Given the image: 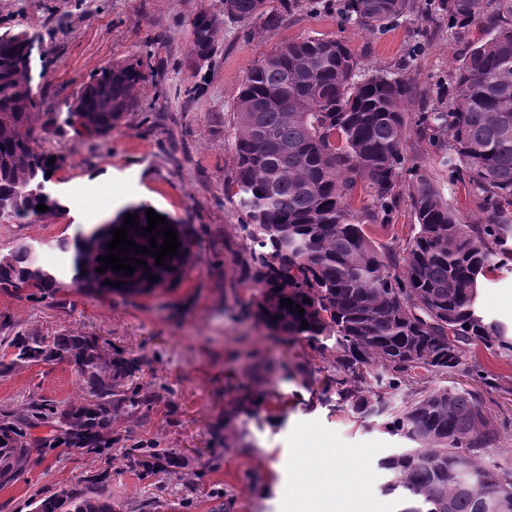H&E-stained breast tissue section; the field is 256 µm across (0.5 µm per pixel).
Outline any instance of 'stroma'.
I'll use <instances>...</instances> for the list:
<instances>
[{"mask_svg": "<svg viewBox=\"0 0 512 512\" xmlns=\"http://www.w3.org/2000/svg\"><path fill=\"white\" fill-rule=\"evenodd\" d=\"M371 34L340 24L336 0L297 8L281 25L262 29L225 18L220 0H0V33L24 31L37 46L28 84L37 101L30 133L37 148L65 157L47 183L58 209L39 217L0 219V256L32 247L38 264L64 267L57 242L88 234L99 185L110 182L111 213L145 204L186 225L193 261L181 280L145 295L94 293L74 286L55 294L35 288L0 291V322L12 331L51 335L77 331L106 351L141 359V381L156 394L135 414L115 416L110 455L55 450L31 454L16 480L0 487V512H31V500L106 476L113 512H397L384 494L382 457L405 442L383 419L365 421L318 401L319 385L301 374L329 369L303 342L270 335L243 313L249 298L235 254L245 244L238 212L224 198L233 167V109L246 72L278 45L304 37L346 43L371 69L405 72L417 101L465 51L447 27L422 34L419 10ZM218 19V49L196 67L192 19ZM141 60L147 81L135 107L104 137L76 134L67 123L83 85L117 62ZM476 307L512 337V266L486 273ZM81 394L73 364L53 361L0 377V411L35 400H74ZM255 401L238 408L242 397ZM485 406L500 433L490 460L512 468V393L489 392ZM166 448L179 468L155 475L131 467L127 446ZM306 452L321 467L348 455L349 490L329 495L320 475L296 483Z\"/></svg>", "mask_w": 512, "mask_h": 512, "instance_id": "obj_1", "label": "stroma"}]
</instances>
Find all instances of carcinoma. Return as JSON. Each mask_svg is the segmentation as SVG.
<instances>
[{
	"label": "carcinoma",
	"instance_id": "obj_1",
	"mask_svg": "<svg viewBox=\"0 0 512 512\" xmlns=\"http://www.w3.org/2000/svg\"><path fill=\"white\" fill-rule=\"evenodd\" d=\"M296 0H222L224 16L262 28L276 26ZM343 24L380 32L410 12L413 0H339ZM424 28L448 23L465 39L480 37L436 88L432 103L410 116L414 84L403 72H363L340 40L305 37L263 55L243 77L234 106L233 170L224 198L243 218L249 244L237 258L244 280L258 290L246 303L268 329L308 343L333 357L321 399L354 417L388 418L386 429L409 447L383 457L391 475L384 492L407 507L398 512H512V468L486 462L499 433L476 391L437 387L402 410L393 400L402 387L433 376L474 373L467 355L482 345L512 356L503 328L476 310L478 280L512 259V0H426ZM193 49L217 43L215 14L192 20ZM24 32L0 33L1 216L37 213L24 186L54 170L52 153L36 151L28 134L36 108L24 69ZM140 61L104 69L81 89L72 111L96 119L106 136L135 103L133 88L146 80ZM440 154L448 184L462 186L479 210L469 224L448 204L441 184L418 167L404 168L410 132ZM367 199L354 205L357 186ZM407 206L415 233L402 252L382 250L366 233L388 227ZM179 248L164 264L147 261L127 276L110 269L95 282L83 270L108 254L74 252L70 271L80 288L111 291L121 281L130 294L174 285L192 259V238L171 225ZM0 266V291L28 282L47 294L63 287L57 275L32 265L18 249ZM156 275L152 281L148 275ZM309 302H304L303 298ZM289 298L303 314L281 304ZM308 328H301L302 320ZM0 376L18 365L67 360L82 382L77 401H31L21 413L0 412V486L13 482L33 448H66L107 455L113 416L135 412L156 398L139 381L141 362L105 352L98 339L65 331L53 336L3 335ZM50 428L34 438L31 429ZM33 512H112L96 487L62 489L32 502Z\"/></svg>",
	"mask_w": 512,
	"mask_h": 512
}]
</instances>
